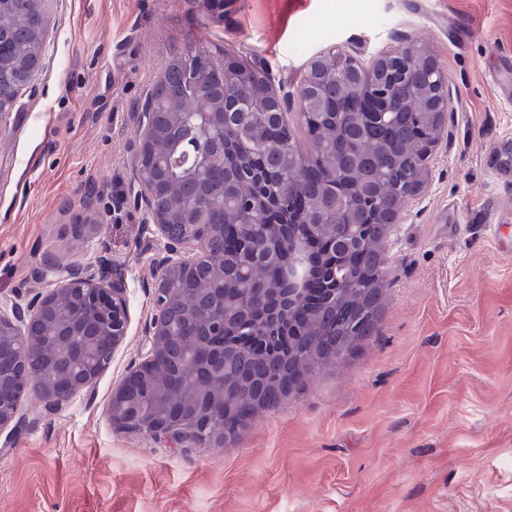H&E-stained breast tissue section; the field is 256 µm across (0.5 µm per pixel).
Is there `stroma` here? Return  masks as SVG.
<instances>
[{"mask_svg":"<svg viewBox=\"0 0 512 512\" xmlns=\"http://www.w3.org/2000/svg\"><path fill=\"white\" fill-rule=\"evenodd\" d=\"M41 67L0 115V299L54 288L47 260L107 258L129 319L111 365L58 409L25 398L0 447V512H512V0H47ZM407 36L453 95L429 178L384 241L371 336L224 445L115 429L163 243L134 160L175 56L225 54L296 84L335 46ZM504 206L485 216L486 197Z\"/></svg>","mask_w":512,"mask_h":512,"instance_id":"obj_1","label":"stroma"}]
</instances>
